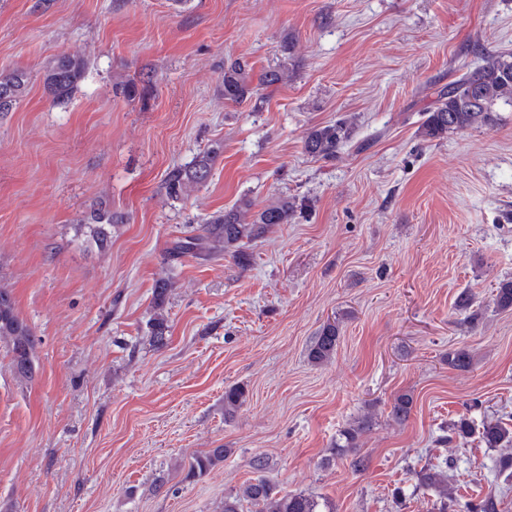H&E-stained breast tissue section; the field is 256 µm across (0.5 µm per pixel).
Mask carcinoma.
<instances>
[{"mask_svg": "<svg viewBox=\"0 0 512 512\" xmlns=\"http://www.w3.org/2000/svg\"><path fill=\"white\" fill-rule=\"evenodd\" d=\"M84 61L69 55L57 57L44 75V88L55 103L70 100L84 76ZM288 71V63L264 72L258 86L271 87L280 83ZM224 99L240 103L257 92L253 86L250 69L239 59L224 63L222 76ZM28 90V75L21 69L0 72V93H10L9 100L0 101V112H9L23 98ZM512 106V52L487 53L479 57L478 64L466 67V71L448 83L438 93L436 106L427 112V118L418 128V135L425 141L440 140L450 132H457L496 123L495 107L498 103ZM353 128L346 120L310 128L303 141L304 152L315 159L332 160L339 150L352 139ZM221 146H211L200 152L191 165L176 167L164 182L166 194L171 198L188 195V192L207 182ZM297 202L286 195L256 212L246 199L224 212L208 218L201 225L200 233L178 239L174 251L179 254L197 256L230 253L238 263L250 261L248 246L264 237L275 224H286L295 215ZM117 217L105 208H95L84 218L80 226L82 235L91 240L100 250L111 243L112 226ZM168 292V282L161 279L154 288L156 312L149 324V335L153 345L162 347L167 341L168 324L163 314V305ZM495 302L503 310L512 309V279H503L495 287ZM0 339L10 345L15 373L23 380L34 377L33 350L35 337L28 325L20 319L15 310L12 291L0 284ZM340 340L339 325L325 324L309 351V359L315 364L329 362L336 354ZM471 364V355L465 348L448 352V366L465 370ZM246 391L233 386L224 391V411L231 416L243 404ZM414 398L409 393H400L393 399L391 416L398 423L406 422L413 410ZM371 418L365 417L348 424L341 432V447L355 448L361 435L370 426ZM480 442L488 448H499L504 444L512 446V428L502 422L486 423L479 431ZM225 448H212L195 458L187 478L195 479L205 475L224 461ZM422 486L439 494V512H496L495 501L488 497L481 500L457 498L448 491L445 475L435 464H429L418 473ZM256 507V512H319V502L311 495L295 492L286 493L259 476L241 486L233 494L224 496L223 512H241L243 502Z\"/></svg>", "mask_w": 512, "mask_h": 512, "instance_id": "carcinoma-1", "label": "carcinoma"}]
</instances>
